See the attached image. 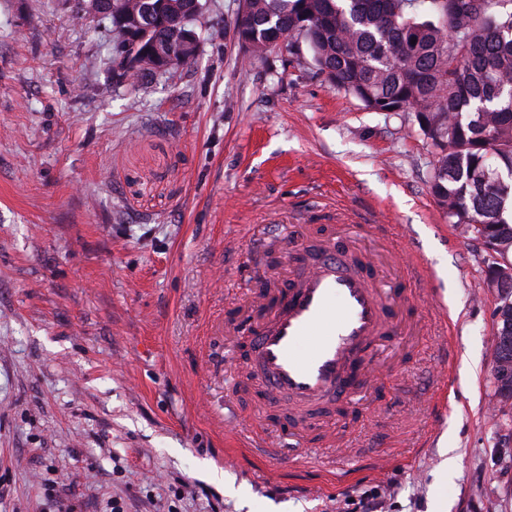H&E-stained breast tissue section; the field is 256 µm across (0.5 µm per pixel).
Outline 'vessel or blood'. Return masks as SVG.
I'll return each instance as SVG.
<instances>
[{"label":"vessel or blood","instance_id":"b4317fda","mask_svg":"<svg viewBox=\"0 0 512 512\" xmlns=\"http://www.w3.org/2000/svg\"><path fill=\"white\" fill-rule=\"evenodd\" d=\"M317 235L319 244L309 253L302 239L278 234L280 264L290 278L254 292L240 322L224 325L228 336L249 332L246 373L264 389L268 404L291 403L293 427L302 432L312 426L313 410L351 406L377 378L376 354L398 344L414 289L431 309L441 303L423 259L393 290L335 226L318 228Z\"/></svg>","mask_w":512,"mask_h":512}]
</instances>
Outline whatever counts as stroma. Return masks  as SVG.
Returning a JSON list of instances; mask_svg holds the SVG:
<instances>
[{
    "label": "stroma",
    "instance_id": "stroma-1",
    "mask_svg": "<svg viewBox=\"0 0 512 512\" xmlns=\"http://www.w3.org/2000/svg\"><path fill=\"white\" fill-rule=\"evenodd\" d=\"M201 2L196 61L134 90L64 0H0V512H512L486 251L430 195V142L307 46L242 65L238 0ZM323 204L423 255L450 321L382 349L349 426L275 460L258 388L224 402L248 342L224 321L279 275L254 239Z\"/></svg>",
    "mask_w": 512,
    "mask_h": 512
}]
</instances>
